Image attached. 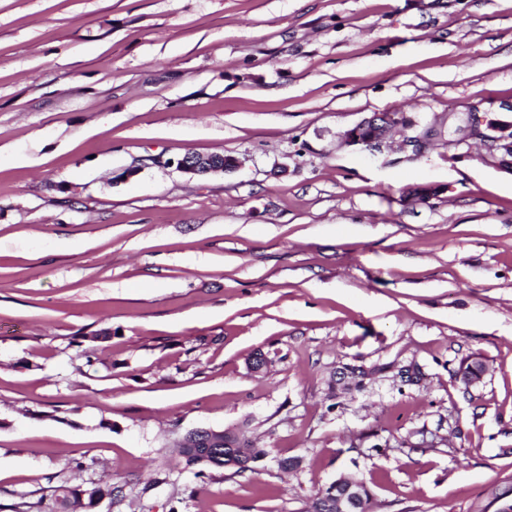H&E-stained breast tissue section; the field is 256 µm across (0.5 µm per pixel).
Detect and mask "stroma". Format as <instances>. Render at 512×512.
<instances>
[{
    "instance_id": "stroma-1",
    "label": "stroma",
    "mask_w": 512,
    "mask_h": 512,
    "mask_svg": "<svg viewBox=\"0 0 512 512\" xmlns=\"http://www.w3.org/2000/svg\"><path fill=\"white\" fill-rule=\"evenodd\" d=\"M488 100L512 0H0V512H304L347 473L371 512H481L512 485V175L339 135ZM201 428L269 457L196 479ZM400 120L401 114L394 112L375 113L346 129L340 138L348 146L373 152L380 148L388 133L400 125ZM240 162L232 156L224 154H185L176 162L177 168L184 173L205 176L210 173L224 172L233 170L239 166Z\"/></svg>"
}]
</instances>
